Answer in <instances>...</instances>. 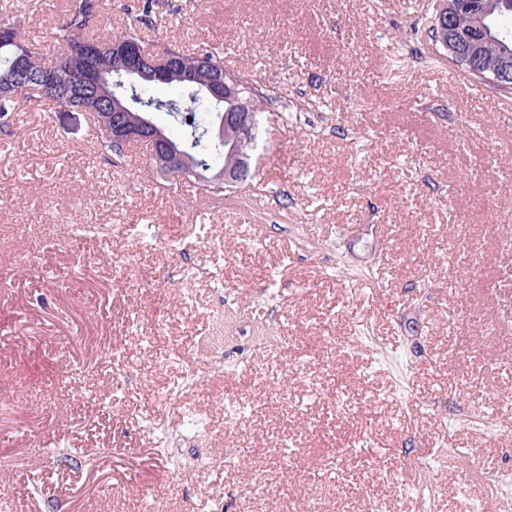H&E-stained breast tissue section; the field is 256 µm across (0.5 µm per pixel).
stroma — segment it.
<instances>
[{"instance_id": "stroma-1", "label": "stroma", "mask_w": 512, "mask_h": 512, "mask_svg": "<svg viewBox=\"0 0 512 512\" xmlns=\"http://www.w3.org/2000/svg\"><path fill=\"white\" fill-rule=\"evenodd\" d=\"M156 2L147 40L264 92L256 176L168 186L145 147L110 164L87 113L20 103L0 132V512L512 503L485 480L512 473V111L449 84L438 0ZM65 6L0 0V19L50 63ZM220 307L224 370L188 387Z\"/></svg>"}]
</instances>
